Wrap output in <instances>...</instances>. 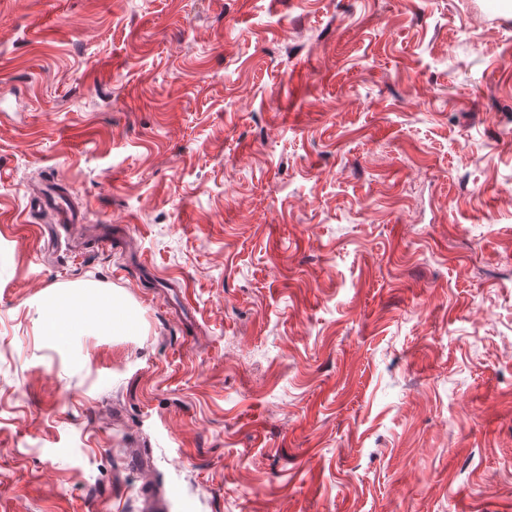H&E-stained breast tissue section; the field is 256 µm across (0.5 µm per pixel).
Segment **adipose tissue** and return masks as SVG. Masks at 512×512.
Masks as SVG:
<instances>
[{
	"label": "adipose tissue",
	"instance_id": "obj_1",
	"mask_svg": "<svg viewBox=\"0 0 512 512\" xmlns=\"http://www.w3.org/2000/svg\"><path fill=\"white\" fill-rule=\"evenodd\" d=\"M39 310L43 334L60 342L83 335L91 321L105 334L132 326L125 310L111 299L80 291L58 293L40 300Z\"/></svg>",
	"mask_w": 512,
	"mask_h": 512
}]
</instances>
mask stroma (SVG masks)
<instances>
[{"mask_svg": "<svg viewBox=\"0 0 512 512\" xmlns=\"http://www.w3.org/2000/svg\"><path fill=\"white\" fill-rule=\"evenodd\" d=\"M148 481L512 512V0H0V512ZM31 204L38 210L51 214L56 224H81L83 222L82 210L71 204L61 186L54 180L45 183L33 195ZM41 329L44 335L65 342L82 336L88 322H96L100 332L112 333L115 328L130 329L132 323L125 310L112 298L92 296L76 291L58 293L39 301Z\"/></svg>", "mask_w": 512, "mask_h": 512, "instance_id": "35a3bbf8", "label": "stroma"}]
</instances>
